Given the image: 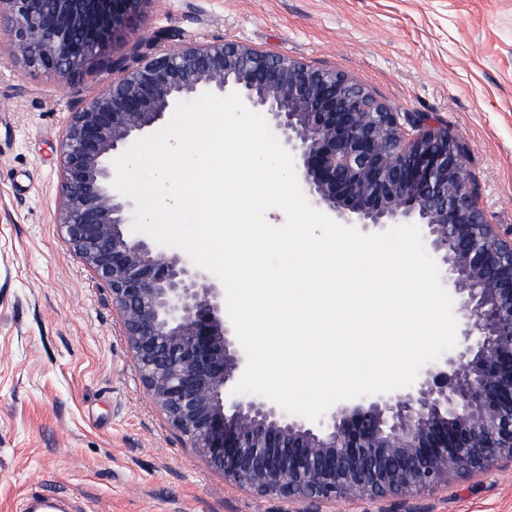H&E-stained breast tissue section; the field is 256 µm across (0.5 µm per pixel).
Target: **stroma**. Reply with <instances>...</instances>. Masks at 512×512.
I'll list each match as a JSON object with an SVG mask.
<instances>
[{"instance_id":"35a3bbf8","label":"stroma","mask_w":512,"mask_h":512,"mask_svg":"<svg viewBox=\"0 0 512 512\" xmlns=\"http://www.w3.org/2000/svg\"><path fill=\"white\" fill-rule=\"evenodd\" d=\"M113 56L234 41L343 70L462 145L490 223L512 227V0H153ZM112 79L30 66L0 31V512L52 483L83 512H282L209 467L145 387L112 294L60 231L59 147ZM512 512V466L419 500Z\"/></svg>"}]
</instances>
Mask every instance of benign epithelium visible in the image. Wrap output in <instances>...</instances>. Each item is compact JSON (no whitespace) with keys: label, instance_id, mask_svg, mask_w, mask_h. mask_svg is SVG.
Instances as JSON below:
<instances>
[{"label":"benign epithelium","instance_id":"benign-epithelium-1","mask_svg":"<svg viewBox=\"0 0 512 512\" xmlns=\"http://www.w3.org/2000/svg\"><path fill=\"white\" fill-rule=\"evenodd\" d=\"M154 0H0L13 47L74 75L134 34ZM72 113L60 144L61 227L112 291L142 381L170 424L231 485L298 504L403 503L512 464V227L488 221L463 182L458 142L408 124L340 70L234 42L184 45L138 66ZM238 93L278 130L315 202L363 230L418 224L458 301L457 345L407 392L336 403L319 421L260 394L227 395L246 354L224 320V286L131 233L134 203L112 160L180 101Z\"/></svg>","mask_w":512,"mask_h":512}]
</instances>
